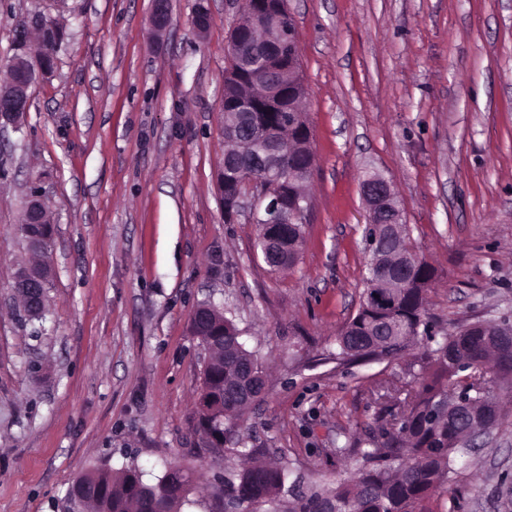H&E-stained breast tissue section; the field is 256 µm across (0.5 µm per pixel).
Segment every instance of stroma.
Segmentation results:
<instances>
[{
	"mask_svg": "<svg viewBox=\"0 0 512 512\" xmlns=\"http://www.w3.org/2000/svg\"><path fill=\"white\" fill-rule=\"evenodd\" d=\"M0 0V69L14 29L57 21L52 69L20 131L0 134V512H61L71 482L134 464L191 469L183 512H215L224 459L196 430L195 308L233 318L267 371L242 445L311 487L347 478L397 422L428 349L462 324L512 325V0H288L315 156L295 267L272 271L250 213L226 223V39L237 0ZM387 179L435 269L433 334L393 361L336 360L370 259L360 185ZM54 235L47 314L13 292L31 260V190ZM458 459L430 512H512V393Z\"/></svg>",
	"mask_w": 512,
	"mask_h": 512,
	"instance_id": "stroma-1",
	"label": "stroma"
}]
</instances>
